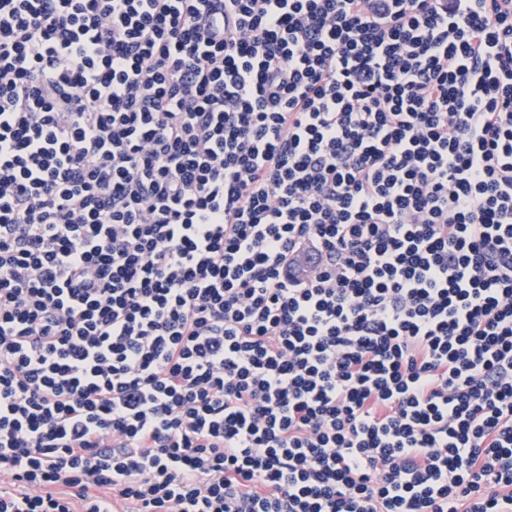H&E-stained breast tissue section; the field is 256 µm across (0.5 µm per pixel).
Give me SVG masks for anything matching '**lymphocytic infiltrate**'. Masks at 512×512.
I'll use <instances>...</instances> for the list:
<instances>
[{
  "label": "lymphocytic infiltrate",
  "instance_id": "f902f5d3",
  "mask_svg": "<svg viewBox=\"0 0 512 512\" xmlns=\"http://www.w3.org/2000/svg\"><path fill=\"white\" fill-rule=\"evenodd\" d=\"M0 512H512V0H0Z\"/></svg>",
  "mask_w": 512,
  "mask_h": 512
}]
</instances>
